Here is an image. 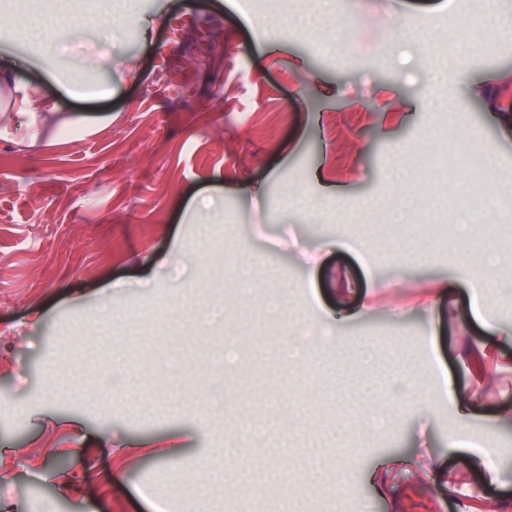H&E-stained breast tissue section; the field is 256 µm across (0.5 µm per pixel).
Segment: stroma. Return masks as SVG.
<instances>
[{
  "label": "stroma",
  "mask_w": 512,
  "mask_h": 512,
  "mask_svg": "<svg viewBox=\"0 0 512 512\" xmlns=\"http://www.w3.org/2000/svg\"><path fill=\"white\" fill-rule=\"evenodd\" d=\"M325 2L125 0L104 44L101 0H0V62L57 101L33 144L0 116V512H341L308 456L335 463L336 426L381 409L389 427L346 453L365 512H512V345L491 343L512 328V286L441 297L462 247H417L407 267L403 240L372 230L426 179L399 183L392 160L452 137L503 201L486 221L512 225V0H484L467 44L469 0H340L308 22ZM61 17L63 57L26 35ZM317 310L333 340L308 371L284 366ZM245 337L253 367L225 372ZM402 372L418 401L383 409ZM219 385L259 423L260 452L291 463L262 499V470L229 492L208 473L235 415Z\"/></svg>",
  "instance_id": "stroma-1"
}]
</instances>
